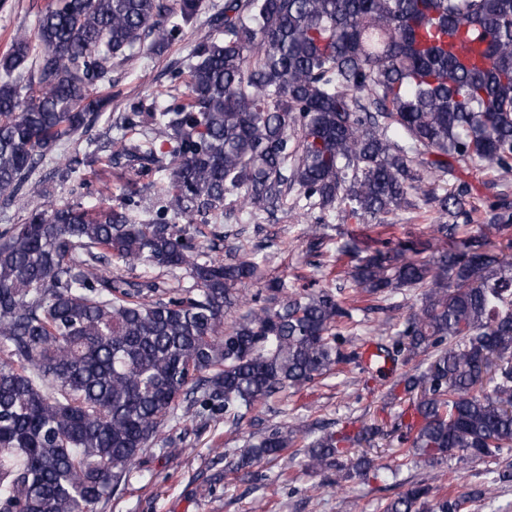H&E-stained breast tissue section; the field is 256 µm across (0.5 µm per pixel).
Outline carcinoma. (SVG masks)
<instances>
[{"instance_id": "obj_1", "label": "carcinoma", "mask_w": 512, "mask_h": 512, "mask_svg": "<svg viewBox=\"0 0 512 512\" xmlns=\"http://www.w3.org/2000/svg\"><path fill=\"white\" fill-rule=\"evenodd\" d=\"M202 0H52L0 57V198L16 199L47 150L112 101V65L182 40ZM211 30L172 74L186 92L138 107L112 165L128 180L166 172L167 188L88 212L66 204L0 227V512H93L125 483L178 401L234 426L273 395L357 361L341 328L355 297L421 290L385 356L425 367L401 378L416 421L403 452L463 466L512 452V0H224ZM170 144L159 154L154 143ZM501 192L473 204L460 169ZM382 228L373 245L336 246L357 262L349 286L305 289L231 326L240 288L262 279L254 257L222 261L177 227L278 220L288 208ZM434 214L427 237L387 218ZM495 230L491 242L473 214ZM182 273L160 291L89 265ZM276 426L241 450L248 475L307 436L305 466L365 475L344 444L369 435ZM428 476L382 512H462Z\"/></svg>"}]
</instances>
